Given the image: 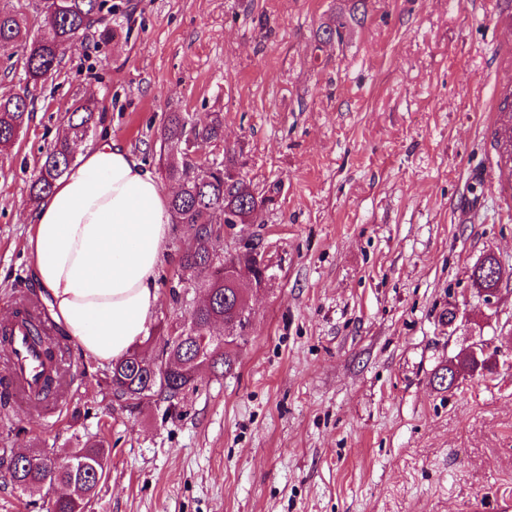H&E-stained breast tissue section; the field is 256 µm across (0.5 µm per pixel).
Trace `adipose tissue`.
I'll list each match as a JSON object with an SVG mask.
<instances>
[{"label": "adipose tissue", "instance_id": "ef3b65f1", "mask_svg": "<svg viewBox=\"0 0 512 512\" xmlns=\"http://www.w3.org/2000/svg\"><path fill=\"white\" fill-rule=\"evenodd\" d=\"M172 220L170 193L121 144L81 149L33 216L27 251L53 318L101 364L147 335Z\"/></svg>", "mask_w": 512, "mask_h": 512}]
</instances>
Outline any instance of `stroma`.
I'll list each match as a JSON object with an SVG mask.
<instances>
[{"label": "stroma", "mask_w": 512, "mask_h": 512, "mask_svg": "<svg viewBox=\"0 0 512 512\" xmlns=\"http://www.w3.org/2000/svg\"><path fill=\"white\" fill-rule=\"evenodd\" d=\"M113 36H90L27 87L31 121L0 153V324L35 290L29 185L77 97L96 137L157 171L181 112L222 120L224 142L273 199L221 248L255 245L251 312L235 368L200 374L175 409L122 408L108 366L80 369L70 403L0 422V448L110 443L86 512H471L512 498V172L497 116L512 86V0H117ZM340 36L320 42L322 30ZM186 233L171 227L150 334L186 317L169 280ZM507 272L495 308L471 273ZM458 319L449 322V304ZM484 341L493 373L452 390L434 375Z\"/></svg>", "instance_id": "35a3bbf8"}]
</instances>
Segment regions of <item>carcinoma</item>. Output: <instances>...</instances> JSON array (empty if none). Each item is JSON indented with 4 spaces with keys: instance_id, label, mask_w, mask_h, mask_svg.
Here are the masks:
<instances>
[{
    "instance_id": "obj_1",
    "label": "carcinoma",
    "mask_w": 512,
    "mask_h": 512,
    "mask_svg": "<svg viewBox=\"0 0 512 512\" xmlns=\"http://www.w3.org/2000/svg\"><path fill=\"white\" fill-rule=\"evenodd\" d=\"M115 6L106 0H43L46 22L40 36H29V23L23 8L0 10V57L22 68L26 84L36 85L53 75L65 54L79 46L92 33L106 42L111 37L105 24ZM98 109L90 100L76 99L67 109V136L56 141L40 162L38 175L29 186V200L39 204L59 178L74 166L80 147L97 128ZM31 118L28 95L0 98V149L12 147ZM203 142H224V126L216 119L197 128L181 112L169 114L159 146L158 163L165 176L178 184L170 207L176 222L187 227L170 282L173 301L181 300L191 288L207 286L213 293L193 307L187 322L173 321L159 329L147 342L160 344L157 357L133 349L111 365L112 395L123 407L136 409L151 396L172 401L194 386L195 360L212 362L221 374L232 370L236 357L231 345L243 338L250 317L242 318L237 304L240 292L224 280V216L237 223L251 218L252 208L272 201L270 196L255 197L240 175L229 150L211 159L198 160L186 151L190 137ZM60 457L65 465L48 470V463ZM109 445L104 440H87L74 448H29L12 457L0 452V468L12 470V485L25 491L53 488L68 492L52 497L47 512H84L105 479Z\"/></svg>"
}]
</instances>
